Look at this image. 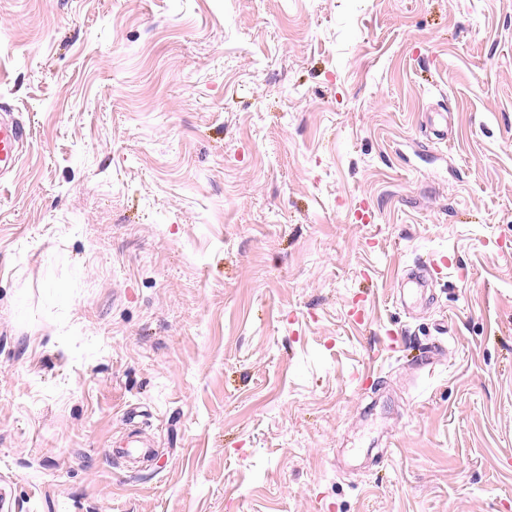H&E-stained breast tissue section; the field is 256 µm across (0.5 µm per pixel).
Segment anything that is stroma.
Returning <instances> with one entry per match:
<instances>
[{
	"instance_id": "1",
	"label": "stroma",
	"mask_w": 512,
	"mask_h": 512,
	"mask_svg": "<svg viewBox=\"0 0 512 512\" xmlns=\"http://www.w3.org/2000/svg\"><path fill=\"white\" fill-rule=\"evenodd\" d=\"M3 112L0 512H512V0H0ZM29 137V130L24 124L0 118V186L9 181L5 175L12 172L22 159Z\"/></svg>"
}]
</instances>
